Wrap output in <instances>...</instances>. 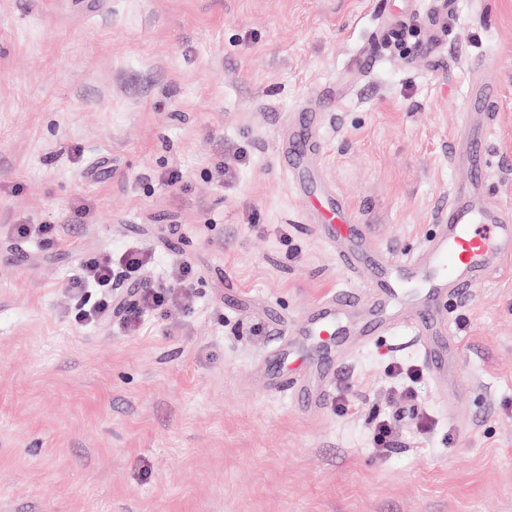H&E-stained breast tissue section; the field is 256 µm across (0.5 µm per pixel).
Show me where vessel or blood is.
Listing matches in <instances>:
<instances>
[{"instance_id": "b4317fda", "label": "vessel or blood", "mask_w": 512, "mask_h": 512, "mask_svg": "<svg viewBox=\"0 0 512 512\" xmlns=\"http://www.w3.org/2000/svg\"><path fill=\"white\" fill-rule=\"evenodd\" d=\"M500 96L497 82L480 83L469 97V107L485 112ZM482 130L465 126L454 158L466 167L470 182L457 184L448 208L424 255L402 259L380 249L366 225L351 209L319 183L302 134H293L285 154L287 168L306 179L308 213L322 235L336 244V262L354 274L363 266L374 276L365 301L342 293L319 302L300 333L334 342L353 334L361 342L401 327L415 336L432 373L443 374L453 342L442 315L452 295L478 287L490 272L512 260V220L491 216L477 194L476 176L487 162ZM288 370L275 379L274 389H286L314 402L324 396L329 368L319 359L285 352Z\"/></svg>"}]
</instances>
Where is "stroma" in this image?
<instances>
[{
  "instance_id": "obj_1",
  "label": "stroma",
  "mask_w": 512,
  "mask_h": 512,
  "mask_svg": "<svg viewBox=\"0 0 512 512\" xmlns=\"http://www.w3.org/2000/svg\"><path fill=\"white\" fill-rule=\"evenodd\" d=\"M454 2L435 28L429 0H0V512H512V265L449 298L446 383L391 374L426 364L398 330L327 347L315 409L270 387L296 321L369 281L281 168L301 113L321 115L325 185L416 256L465 177L450 150L494 57L484 191L512 210V0ZM128 249L148 289L190 263L188 306L134 332L119 311L75 322L98 298L67 287L82 257ZM409 403L429 430L401 421L376 448L373 421Z\"/></svg>"
}]
</instances>
